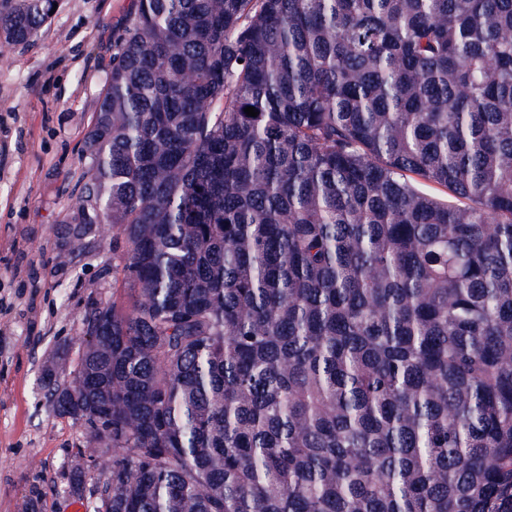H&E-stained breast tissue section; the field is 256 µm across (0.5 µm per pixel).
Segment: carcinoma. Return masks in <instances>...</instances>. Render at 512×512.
Instances as JSON below:
<instances>
[{
	"instance_id": "obj_1",
	"label": "carcinoma",
	"mask_w": 512,
	"mask_h": 512,
	"mask_svg": "<svg viewBox=\"0 0 512 512\" xmlns=\"http://www.w3.org/2000/svg\"><path fill=\"white\" fill-rule=\"evenodd\" d=\"M80 161L96 512H512V0H133Z\"/></svg>"
}]
</instances>
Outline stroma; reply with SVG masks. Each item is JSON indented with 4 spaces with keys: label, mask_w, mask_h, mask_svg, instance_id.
Wrapping results in <instances>:
<instances>
[{
    "label": "stroma",
    "mask_w": 512,
    "mask_h": 512,
    "mask_svg": "<svg viewBox=\"0 0 512 512\" xmlns=\"http://www.w3.org/2000/svg\"><path fill=\"white\" fill-rule=\"evenodd\" d=\"M132 0H63L27 45L0 46V512H70L74 467L83 512L107 477L82 462L85 428L55 415L40 376L65 353L75 365L92 303L121 297L119 253L99 229L68 265L57 255L76 209L80 154Z\"/></svg>",
    "instance_id": "1"
}]
</instances>
